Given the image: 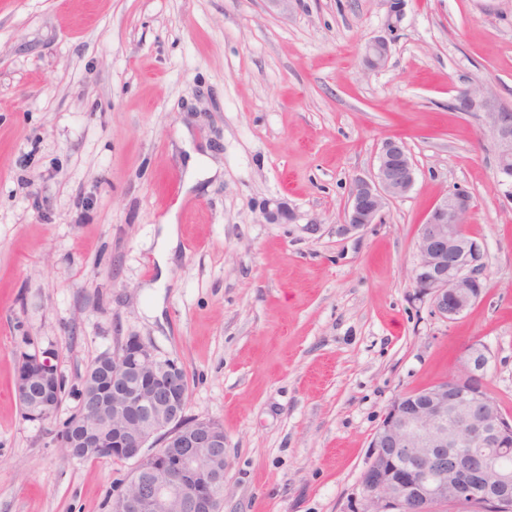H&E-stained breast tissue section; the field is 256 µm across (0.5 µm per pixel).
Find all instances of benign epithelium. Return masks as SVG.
Wrapping results in <instances>:
<instances>
[{
	"label": "benign epithelium",
	"mask_w": 512,
	"mask_h": 512,
	"mask_svg": "<svg viewBox=\"0 0 512 512\" xmlns=\"http://www.w3.org/2000/svg\"><path fill=\"white\" fill-rule=\"evenodd\" d=\"M391 41L376 36L364 44L367 69L385 66ZM453 107L483 112L493 134L499 184L512 188V109L487 90L463 88ZM415 183L414 164L403 143L388 139L376 169L352 183L336 233L349 235L375 224L387 203ZM470 194L455 190L438 199L419 225L412 281L434 312L452 321L482 295L486 249L466 230ZM53 355L28 353L31 369L17 400L27 416L46 420L56 411L61 377ZM489 352L480 343L465 348L454 377L394 400L376 430L362 487L369 512H450L483 504L512 512V473L478 448L512 453V419L485 388ZM106 384L112 399L76 418L83 448H100V433L112 425V453L134 461L133 472L115 498L114 512H217L224 488L219 463L225 457L224 428L212 420L184 422L187 400L183 368L159 356L153 345L130 336L109 361Z\"/></svg>",
	"instance_id": "benign-epithelium-1"
}]
</instances>
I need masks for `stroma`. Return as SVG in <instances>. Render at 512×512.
I'll return each mask as SVG.
<instances>
[{"label":"stroma","mask_w":512,"mask_h":512,"mask_svg":"<svg viewBox=\"0 0 512 512\" xmlns=\"http://www.w3.org/2000/svg\"><path fill=\"white\" fill-rule=\"evenodd\" d=\"M0 0V512H109L129 460L53 439L87 366L127 337L176 360L185 416L224 428L221 512H365L370 443L400 395L472 342L512 418V196L480 112L512 108V0ZM389 35L385 68L362 48ZM404 142L411 191L341 236L351 182ZM474 203L485 288L456 320L412 283L418 230ZM179 248L160 277L162 225ZM307 224L319 233L304 232ZM65 382L15 398L25 344ZM21 357H28L26 361L30 362L32 368L27 374L26 381L22 384V395L20 396L21 393L18 391L15 392L17 400L27 416L44 421L53 416L62 401L64 393V391L62 392L63 381L58 390L56 407L55 395L61 377L57 372L56 366L52 363L53 355L50 352L34 348L30 350L27 356L21 350L18 356L19 362ZM32 383H37L42 389L41 408L35 412L31 409V399L29 398V389ZM22 399L26 401L25 404L21 401Z\"/></svg>","instance_id":"35a3bbf8"}]
</instances>
